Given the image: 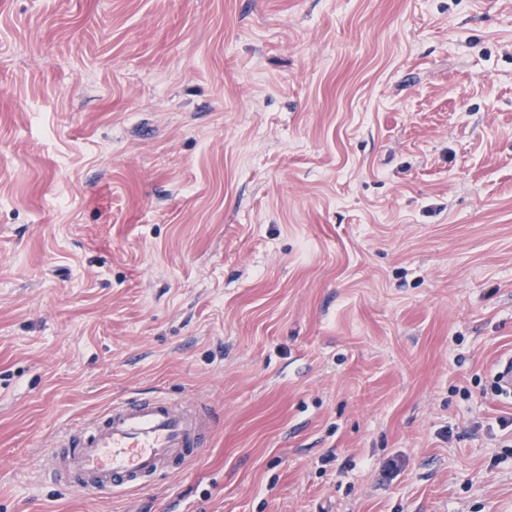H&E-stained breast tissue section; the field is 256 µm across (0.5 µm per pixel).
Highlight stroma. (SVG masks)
I'll list each match as a JSON object with an SVG mask.
<instances>
[{"instance_id":"35a3bbf8","label":"stroma","mask_w":512,"mask_h":512,"mask_svg":"<svg viewBox=\"0 0 512 512\" xmlns=\"http://www.w3.org/2000/svg\"><path fill=\"white\" fill-rule=\"evenodd\" d=\"M511 355L512 0H0V512H512ZM211 429L192 402L175 403L162 393L112 401L101 415L67 430L61 451L44 462V479L92 494L140 488L195 460Z\"/></svg>"}]
</instances>
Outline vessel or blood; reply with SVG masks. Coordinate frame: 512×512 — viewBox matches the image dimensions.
<instances>
[{"mask_svg": "<svg viewBox=\"0 0 512 512\" xmlns=\"http://www.w3.org/2000/svg\"><path fill=\"white\" fill-rule=\"evenodd\" d=\"M210 420L193 403L164 394L117 400L91 420L71 426L44 476L83 493L139 488L173 465L195 460Z\"/></svg>", "mask_w": 512, "mask_h": 512, "instance_id": "obj_1", "label": "vessel or blood"}]
</instances>
